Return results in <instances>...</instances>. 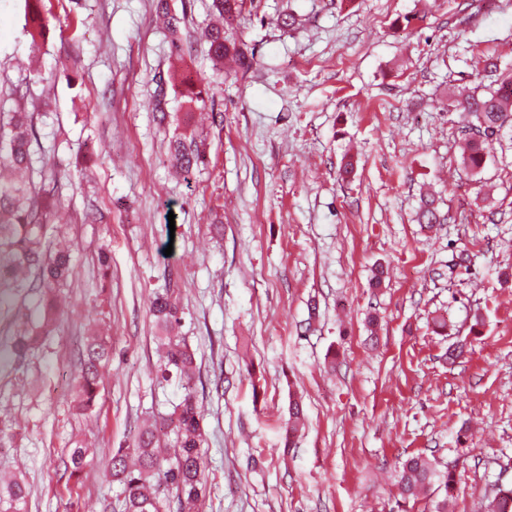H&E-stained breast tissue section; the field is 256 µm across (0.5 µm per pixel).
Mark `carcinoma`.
Returning <instances> with one entry per match:
<instances>
[{
    "instance_id": "1",
    "label": "carcinoma",
    "mask_w": 512,
    "mask_h": 512,
    "mask_svg": "<svg viewBox=\"0 0 512 512\" xmlns=\"http://www.w3.org/2000/svg\"><path fill=\"white\" fill-rule=\"evenodd\" d=\"M43 0H25V15L32 39L43 38L47 24L42 16ZM245 0H213L212 9L224 18V25L212 27L206 39L211 58L221 63L232 60L243 72L252 67V58L237 46L229 28L241 19ZM156 11L166 20V30L174 48L178 44V24L169 0H157ZM448 110L469 114L472 136L465 143L463 163L479 170L485 162L490 137L506 124H512V78L501 81L485 92L462 89L448 96ZM36 139L33 113L20 109L0 112V314L8 315L15 296L24 289L41 293V311L37 323L17 326L11 336L10 352L19 360L41 338L49 335L60 314L59 288L73 271L69 251H51L47 244L44 214L56 201L55 175L41 184L31 175V145ZM170 161L189 175L204 161L202 141L194 134L181 133L170 140ZM445 216L435 198H421L416 222L426 228L441 224ZM159 337L162 362L158 377L176 381L184 390L173 410L136 430L130 441L114 450L108 476L118 483L124 495V512H198V503L207 493L205 442L202 413L194 392L195 353L181 336L182 312L179 289L171 284L157 290L151 303ZM111 359L107 341L94 333L87 339L77 377L74 409L80 415L93 410L99 396L100 372ZM304 417L300 400L289 401L285 447L299 430ZM90 448L80 442L69 449L65 461L68 479L80 481ZM454 469L437 468L423 454L413 455L399 466L398 496L404 503L427 499L430 512H448V497L454 488ZM11 512H24L26 486L19 480L0 482V502ZM489 512H512V488L497 489Z\"/></svg>"
}]
</instances>
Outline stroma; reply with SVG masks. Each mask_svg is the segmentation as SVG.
<instances>
[{"label": "stroma", "mask_w": 512, "mask_h": 512, "mask_svg": "<svg viewBox=\"0 0 512 512\" xmlns=\"http://www.w3.org/2000/svg\"><path fill=\"white\" fill-rule=\"evenodd\" d=\"M170 6L179 51L153 0H45L38 43L25 0H0V90L36 115L34 165L59 175L48 233L72 241L75 265L51 337L0 366V473L25 482L24 512H122L113 449L182 396L156 377L149 312L172 272L197 363L205 512H424L399 507L394 480L416 454L453 465V512H484L512 485V287L498 279L512 269V128L471 171L447 104L512 75V0H246L245 73L206 54L212 0ZM288 11L297 25L276 26ZM205 80L202 128L191 96ZM190 131L205 162L182 177L168 147ZM426 193L448 216L429 230L413 220ZM95 330L112 359L84 416L72 399ZM293 394L305 419L288 447ZM79 441L94 454L74 483L63 461Z\"/></svg>", "instance_id": "obj_1"}]
</instances>
